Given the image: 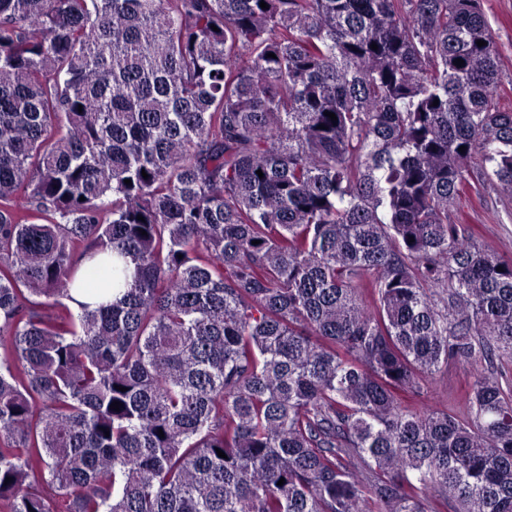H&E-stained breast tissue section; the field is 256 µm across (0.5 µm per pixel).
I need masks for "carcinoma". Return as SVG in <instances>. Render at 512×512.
I'll use <instances>...</instances> for the list:
<instances>
[{"label": "carcinoma", "mask_w": 512, "mask_h": 512, "mask_svg": "<svg viewBox=\"0 0 512 512\" xmlns=\"http://www.w3.org/2000/svg\"><path fill=\"white\" fill-rule=\"evenodd\" d=\"M499 55L484 0H0V505L512 512ZM505 209L512 211V198L490 190L483 203L475 201L472 207L464 210L468 222L476 225L481 244L512 256V219L507 218ZM473 373V367L466 363L450 362L448 366L443 365L425 383L428 391L426 402L436 409L451 407L458 416L463 417L468 411L464 391Z\"/></svg>", "instance_id": "obj_1"}]
</instances>
